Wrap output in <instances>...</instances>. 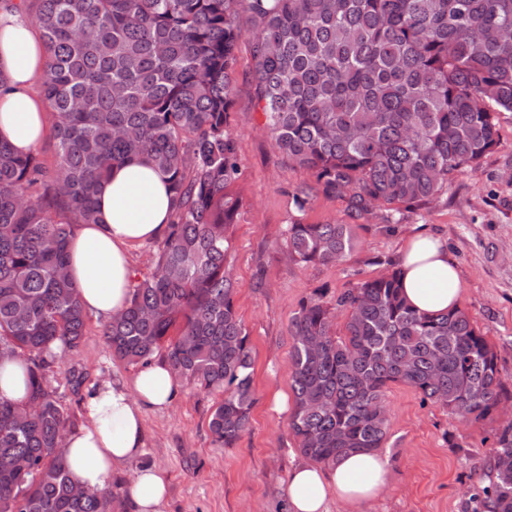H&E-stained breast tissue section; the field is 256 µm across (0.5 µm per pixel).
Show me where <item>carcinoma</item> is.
<instances>
[{"instance_id": "1", "label": "carcinoma", "mask_w": 512, "mask_h": 512, "mask_svg": "<svg viewBox=\"0 0 512 512\" xmlns=\"http://www.w3.org/2000/svg\"><path fill=\"white\" fill-rule=\"evenodd\" d=\"M35 8L45 48L42 94L57 164L0 141V361L27 365V399L0 397V512H116L123 483L80 494L65 460L76 426L52 384L90 318L68 267L79 224H96L112 165L145 158L168 178L174 215L152 270L104 325L112 358L159 356L177 379L214 394L213 441L237 446L256 403L249 334L234 304L228 230L242 207L228 130L233 73L249 14L254 98L274 148L352 217L396 216L448 192L498 145L512 112V0H6ZM305 265L338 264L350 224L296 219L283 237ZM346 312L336 334V310ZM288 427L307 459L330 465L389 438L386 391L401 383L471 422L512 405L494 346L456 308L420 313L399 274L316 293L290 321ZM485 512H512V423L495 429Z\"/></svg>"}]
</instances>
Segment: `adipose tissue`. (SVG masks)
I'll list each match as a JSON object with an SVG mask.
<instances>
[{
  "instance_id": "obj_1",
  "label": "adipose tissue",
  "mask_w": 512,
  "mask_h": 512,
  "mask_svg": "<svg viewBox=\"0 0 512 512\" xmlns=\"http://www.w3.org/2000/svg\"><path fill=\"white\" fill-rule=\"evenodd\" d=\"M0 70L11 88L0 95V140L20 154L45 137L48 124L43 101L32 91L44 72L41 39L17 10H0ZM100 221L79 225L70 242V274L85 310L107 321L124 309L133 270L130 247L160 237L173 207L167 178L151 164L134 160L112 170L98 195ZM403 293L414 309L441 312L457 307L462 282L441 240L428 233L409 237L399 261ZM178 382L167 366L155 362L130 379L100 383L85 404L86 421L69 432L66 459L73 481L102 489L120 468L134 466L128 498L134 512H161L167 482L162 470L140 467L144 414L169 405ZM389 475L387 457L377 452H350L336 464H300L288 473L290 512H328L329 503L347 512L379 498Z\"/></svg>"
}]
</instances>
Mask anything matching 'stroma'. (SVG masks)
I'll use <instances>...</instances> for the list:
<instances>
[{
	"instance_id": "1",
	"label": "stroma",
	"mask_w": 512,
	"mask_h": 512,
	"mask_svg": "<svg viewBox=\"0 0 512 512\" xmlns=\"http://www.w3.org/2000/svg\"><path fill=\"white\" fill-rule=\"evenodd\" d=\"M253 71L250 43L241 41L229 130L237 142L235 188L243 206L231 227L230 252L234 302L252 349V428L236 447L214 444L208 420L215 398L184 383L171 405L148 410L138 462L166 475L162 512H286L288 472L304 461L288 430L289 412H277L273 402L275 392L292 391L290 319L317 289L336 296L394 270L402 242L413 234L445 241L463 283L459 306L495 346L501 374L512 385V112L500 114L499 145L479 170L458 173L447 194L405 213L390 232L384 210L353 220L338 197L319 196L297 215L292 194L310 176L272 147L264 116L254 109ZM299 216L311 224H352L353 254L341 264L290 261L282 234ZM103 330V321L91 320L79 353L55 375L65 407L78 417V395L134 373L112 359ZM74 371L83 376L76 392L67 384ZM388 419L387 489L362 512H471L484 484L494 422H460L403 384L388 391Z\"/></svg>"
}]
</instances>
